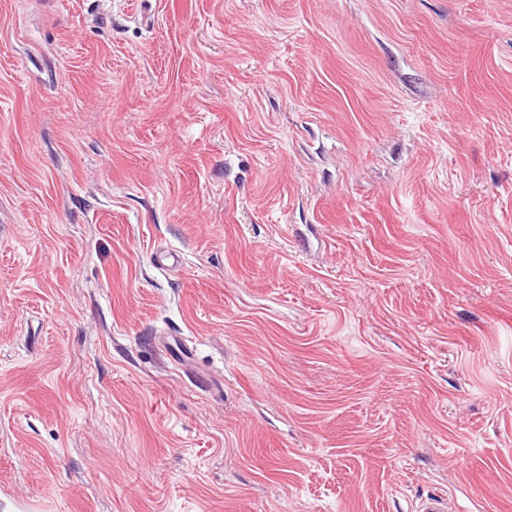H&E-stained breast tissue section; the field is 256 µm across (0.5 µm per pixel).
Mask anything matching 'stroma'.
<instances>
[{
    "label": "stroma",
    "instance_id": "obj_1",
    "mask_svg": "<svg viewBox=\"0 0 512 512\" xmlns=\"http://www.w3.org/2000/svg\"><path fill=\"white\" fill-rule=\"evenodd\" d=\"M0 512H512V0H0Z\"/></svg>",
    "mask_w": 512,
    "mask_h": 512
}]
</instances>
